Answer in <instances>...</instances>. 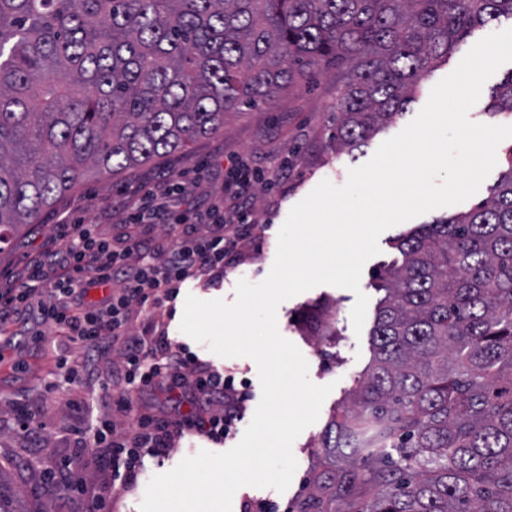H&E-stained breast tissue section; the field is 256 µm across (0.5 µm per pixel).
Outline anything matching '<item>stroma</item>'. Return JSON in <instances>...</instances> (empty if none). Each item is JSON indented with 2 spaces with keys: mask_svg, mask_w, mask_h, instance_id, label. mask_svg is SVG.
Wrapping results in <instances>:
<instances>
[{
  "mask_svg": "<svg viewBox=\"0 0 512 512\" xmlns=\"http://www.w3.org/2000/svg\"><path fill=\"white\" fill-rule=\"evenodd\" d=\"M462 53L452 54L423 82L420 93L406 112L394 118L366 146L350 153H336L329 147L336 127V114L330 109L336 87V70L328 68L317 82L283 91L271 103L242 108L228 114L224 130L197 142L191 149L177 152L152 165L127 171L120 178L80 185L61 195L45 212L40 223L20 228L11 244L0 251V289L19 278L43 257L46 243L60 224L81 220L96 225L107 237L115 236L126 221L134 190H143L168 179L186 182L192 205L206 210L219 208L233 217L230 202L224 196V169L229 158L245 160L265 174L256 185L248 220L255 226L251 256L233 266L225 280L214 283L190 278L180 286L174 307H182L187 296L202 300L233 302L239 279L263 281L277 250V236L294 205L304 199L321 181L343 185L350 169L367 163L379 145L398 134L426 104L432 88L449 75L462 60ZM499 177L491 171L477 194L462 203L437 208L384 231L378 241L380 252L365 264L359 292L319 285L284 302L277 309L278 329L292 341L309 364V378L318 385L332 384L316 423L307 427L294 441L293 455L297 469L284 492L271 488L246 486L237 490L232 512H244L249 503L266 502L269 512H295L304 499L308 482L318 462L320 437L333 410L343 401L371 357L370 332L373 317H366L362 331H354L351 310L357 293H364L370 303H377L378 274L399 261L394 246L396 238L434 219L464 212L488 196ZM168 307L153 309L155 319L164 323L172 340L187 344L201 361L217 369L233 370L242 380L249 399L241 421L232 437L216 444L206 438L187 436L176 441L164 458H145L144 467L133 487L119 489L112 497V512H140L146 486L153 475L174 468L183 458L207 450L222 453L235 447L250 424L261 399V384L256 363L247 357H221L207 344L192 340L180 330L181 314H170ZM333 313L336 333L318 339L310 333V318L321 311ZM46 343L40 350L18 345L20 357L38 355L36 368L10 376L0 375V496L10 499L16 512H87L104 478V465L97 455L77 458L68 427L111 415L116 433H123L132 417L121 411H107L100 400V384L121 365L120 353L99 361L94 375L80 384L66 380L58 365L60 341L53 329H46ZM27 402L38 410L43 426L40 446H33L19 432L13 407ZM77 459L76 475L84 483L79 495L56 493L46 474L64 460Z\"/></svg>",
  "mask_w": 512,
  "mask_h": 512,
  "instance_id": "1",
  "label": "stroma"
}]
</instances>
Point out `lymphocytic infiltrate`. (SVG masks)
I'll list each match as a JSON object with an SVG mask.
<instances>
[{
	"label": "lymphocytic infiltrate",
	"instance_id": "obj_1",
	"mask_svg": "<svg viewBox=\"0 0 512 512\" xmlns=\"http://www.w3.org/2000/svg\"><path fill=\"white\" fill-rule=\"evenodd\" d=\"M187 194L185 183L177 182L139 197L125 231L112 238L86 224L59 225L50 267H36L16 287L0 292V324L23 307L63 336L66 345L79 347V354L61 358L68 382L88 374L94 360L120 350L119 372L102 383L104 404L116 401L122 410L133 411V394L159 392L166 401L189 407L175 419L135 411L131 426L120 435L108 418L73 428L78 451L104 449L113 478L102 487L91 512H110L113 484L131 486L144 457L164 455L175 437L199 435L219 444L242 418L247 394L236 389L233 375L172 342L159 324L141 336L130 330L134 312L172 300L187 278L221 277L248 253L252 225L189 223L176 206L177 198ZM160 224L176 231V238L156 237ZM103 287L109 295L96 307H86L89 289Z\"/></svg>",
	"mask_w": 512,
	"mask_h": 512
}]
</instances>
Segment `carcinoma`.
I'll list each match as a JSON object with an SVG mask.
<instances>
[{"mask_svg":"<svg viewBox=\"0 0 512 512\" xmlns=\"http://www.w3.org/2000/svg\"><path fill=\"white\" fill-rule=\"evenodd\" d=\"M512 0H0V243L89 179L185 151L340 68L331 148L366 145ZM512 116V70L492 96ZM398 241L373 360L299 512H512V158Z\"/></svg>","mask_w":512,"mask_h":512,"instance_id":"carcinoma-1","label":"carcinoma"}]
</instances>
